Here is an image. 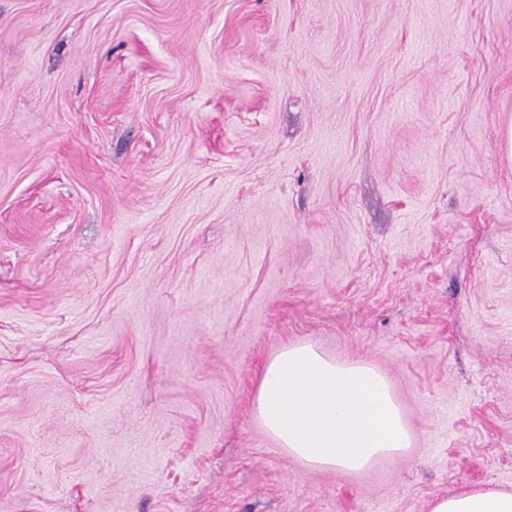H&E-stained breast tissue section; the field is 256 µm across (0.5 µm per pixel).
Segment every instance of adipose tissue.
I'll list each match as a JSON object with an SVG mask.
<instances>
[{"mask_svg": "<svg viewBox=\"0 0 512 512\" xmlns=\"http://www.w3.org/2000/svg\"><path fill=\"white\" fill-rule=\"evenodd\" d=\"M253 414L276 450L316 470L356 474L414 443L383 373L362 361H337L310 341L290 344L265 363ZM431 512H512V491L464 489L435 498Z\"/></svg>", "mask_w": 512, "mask_h": 512, "instance_id": "obj_1", "label": "adipose tissue"}]
</instances>
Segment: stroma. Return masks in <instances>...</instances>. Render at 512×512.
Masks as SVG:
<instances>
[{
	"label": "stroma",
	"mask_w": 512,
	"mask_h": 512,
	"mask_svg": "<svg viewBox=\"0 0 512 512\" xmlns=\"http://www.w3.org/2000/svg\"><path fill=\"white\" fill-rule=\"evenodd\" d=\"M512 0H0V512H430L512 490ZM414 445L274 450L262 365ZM253 414L276 450L310 469L356 474L414 443L383 373L362 361H337L310 341L265 363ZM431 512H512V491L492 485L464 489L435 498Z\"/></svg>",
	"instance_id": "35a3bbf8"
}]
</instances>
